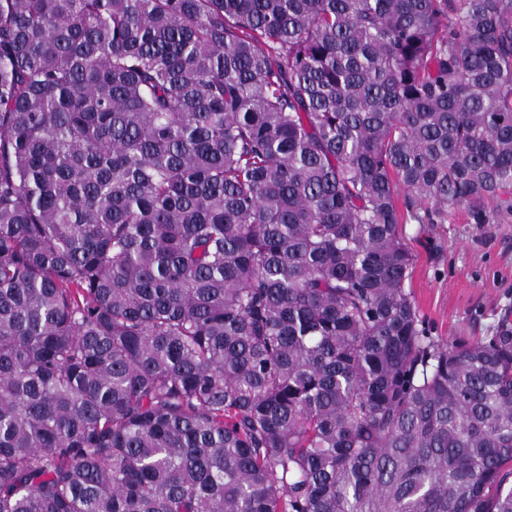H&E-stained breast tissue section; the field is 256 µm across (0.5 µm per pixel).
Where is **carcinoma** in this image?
Wrapping results in <instances>:
<instances>
[{
    "label": "carcinoma",
    "instance_id": "1",
    "mask_svg": "<svg viewBox=\"0 0 512 512\" xmlns=\"http://www.w3.org/2000/svg\"><path fill=\"white\" fill-rule=\"evenodd\" d=\"M401 192L512 211V0H0V512H512Z\"/></svg>",
    "mask_w": 512,
    "mask_h": 512
}]
</instances>
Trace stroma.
I'll list each match as a JSON object with an SVG mask.
<instances>
[{"instance_id": "35a3bbf8", "label": "stroma", "mask_w": 512, "mask_h": 512, "mask_svg": "<svg viewBox=\"0 0 512 512\" xmlns=\"http://www.w3.org/2000/svg\"><path fill=\"white\" fill-rule=\"evenodd\" d=\"M488 217L474 224L460 209L436 224L408 215L398 226L414 256L407 288L436 339H482L512 321V212Z\"/></svg>"}]
</instances>
